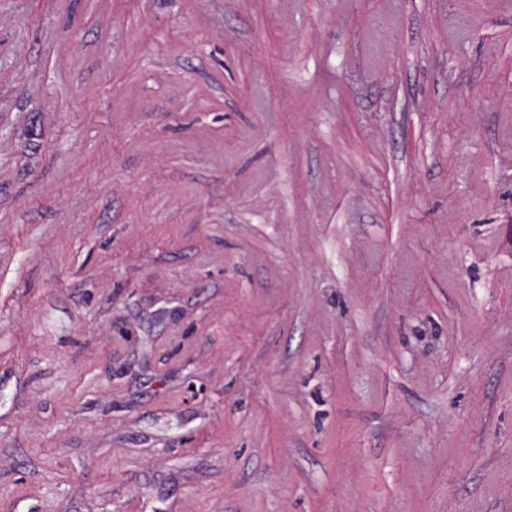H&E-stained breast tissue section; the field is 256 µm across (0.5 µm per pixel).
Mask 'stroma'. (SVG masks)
I'll list each match as a JSON object with an SVG mask.
<instances>
[{"label":"stroma","instance_id":"obj_1","mask_svg":"<svg viewBox=\"0 0 512 512\" xmlns=\"http://www.w3.org/2000/svg\"><path fill=\"white\" fill-rule=\"evenodd\" d=\"M0 512H512V0H0Z\"/></svg>","mask_w":512,"mask_h":512}]
</instances>
